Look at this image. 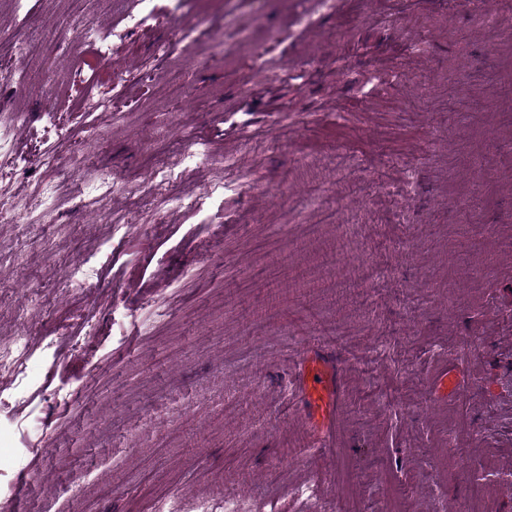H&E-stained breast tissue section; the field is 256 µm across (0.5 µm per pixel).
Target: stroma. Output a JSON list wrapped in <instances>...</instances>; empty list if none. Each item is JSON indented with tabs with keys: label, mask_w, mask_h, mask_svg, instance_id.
<instances>
[{
	"label": "stroma",
	"mask_w": 512,
	"mask_h": 512,
	"mask_svg": "<svg viewBox=\"0 0 512 512\" xmlns=\"http://www.w3.org/2000/svg\"><path fill=\"white\" fill-rule=\"evenodd\" d=\"M173 5L0 0V111L27 117L0 197L66 198L50 223L0 221V339L26 337L0 375V512L223 493L246 512H389L394 488L456 512L481 473L489 512H512V0L493 25L474 0H182L200 38L162 54ZM298 11L315 25L293 28ZM17 66L26 83L5 79ZM141 69L119 116L95 111ZM194 143L204 158L143 193ZM80 162L125 191L82 208ZM316 360L339 370L323 417L304 397ZM453 447L466 469L440 466Z\"/></svg>",
	"instance_id": "stroma-1"
}]
</instances>
